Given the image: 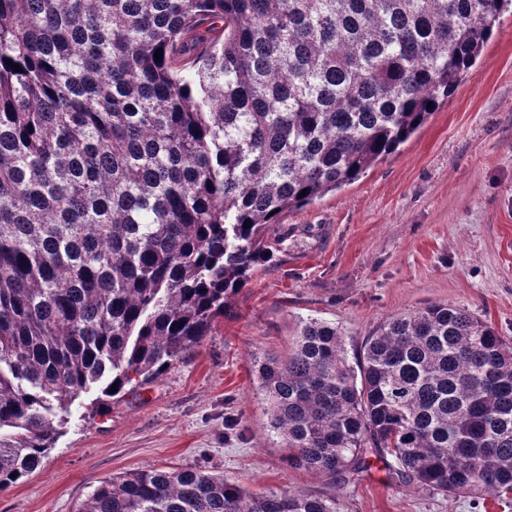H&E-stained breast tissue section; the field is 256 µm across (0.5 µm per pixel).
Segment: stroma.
<instances>
[{"label": "stroma", "instance_id": "stroma-1", "mask_svg": "<svg viewBox=\"0 0 512 512\" xmlns=\"http://www.w3.org/2000/svg\"><path fill=\"white\" fill-rule=\"evenodd\" d=\"M270 235L273 260L213 334L125 397L81 393L44 465L0 493V512H77L102 481L148 468L302 490L345 512H512L489 494L418 488L375 458L346 485L290 468L252 375L254 356L287 354L311 319L336 324L352 354L385 320L430 303L468 310L512 340V13L395 154L284 213Z\"/></svg>", "mask_w": 512, "mask_h": 512}]
</instances>
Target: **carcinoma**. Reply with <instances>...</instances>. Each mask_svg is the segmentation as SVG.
I'll return each mask as SVG.
<instances>
[{
    "label": "carcinoma",
    "instance_id": "cac0c4a2",
    "mask_svg": "<svg viewBox=\"0 0 512 512\" xmlns=\"http://www.w3.org/2000/svg\"><path fill=\"white\" fill-rule=\"evenodd\" d=\"M510 5L0 0V492L80 393L125 395L211 335L273 257L272 224L394 154ZM252 374L291 468L345 484L391 459L446 496L512 495V343L465 310L392 317L353 359L311 319ZM79 512L344 505L151 468Z\"/></svg>",
    "mask_w": 512,
    "mask_h": 512
}]
</instances>
